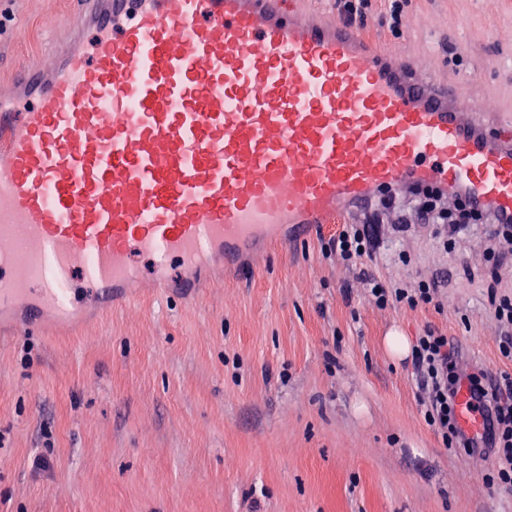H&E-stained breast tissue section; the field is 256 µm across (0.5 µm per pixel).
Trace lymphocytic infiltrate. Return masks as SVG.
Listing matches in <instances>:
<instances>
[{"label":"lymphocytic infiltrate","instance_id":"obj_1","mask_svg":"<svg viewBox=\"0 0 512 512\" xmlns=\"http://www.w3.org/2000/svg\"><path fill=\"white\" fill-rule=\"evenodd\" d=\"M399 224H446L460 229L466 224H489L493 227L491 239L494 251H512V222H501L486 210L472 207L464 190L455 195L435 191L424 197L401 187H393L377 200L366 213L363 222L343 226L332 242L343 260L371 255L386 219ZM369 294L378 307H386L389 299L406 303L409 308L422 304H439L437 282H422L418 287L390 288L371 279L367 282ZM456 362L448 350L446 336L427 333L412 350V369L417 383V401L425 420L441 433L446 443L470 450L495 449L498 456L512 463V377H503L496 383H484L476 374L460 378L455 372ZM467 381L477 408L488 415L489 425L482 436L466 434L451 424L450 413L460 381Z\"/></svg>","mask_w":512,"mask_h":512}]
</instances>
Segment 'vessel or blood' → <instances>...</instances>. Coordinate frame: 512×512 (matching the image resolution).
<instances>
[{
    "instance_id": "vessel-or-blood-1",
    "label": "vessel or blood",
    "mask_w": 512,
    "mask_h": 512,
    "mask_svg": "<svg viewBox=\"0 0 512 512\" xmlns=\"http://www.w3.org/2000/svg\"><path fill=\"white\" fill-rule=\"evenodd\" d=\"M398 184L510 220L512 130L290 0H82L71 41L0 91V310L73 315L79 272L106 312L134 255L200 266ZM457 415L486 426L465 384Z\"/></svg>"
}]
</instances>
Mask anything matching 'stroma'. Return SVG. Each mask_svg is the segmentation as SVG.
<instances>
[{
  "mask_svg": "<svg viewBox=\"0 0 512 512\" xmlns=\"http://www.w3.org/2000/svg\"><path fill=\"white\" fill-rule=\"evenodd\" d=\"M398 2V13L389 5ZM74 0H0V84L45 64ZM361 29L492 125L512 115V0H368ZM274 242L249 271L163 297L135 256L136 302L82 324L0 339V512H512V469L446 446L420 413L410 357L445 334L463 371L512 376L492 297L490 227L444 246L438 224L384 225L376 257L346 266L340 225ZM369 274L434 278L443 310L368 300Z\"/></svg>",
  "mask_w": 512,
  "mask_h": 512,
  "instance_id": "35a3bbf8",
  "label": "stroma"
}]
</instances>
